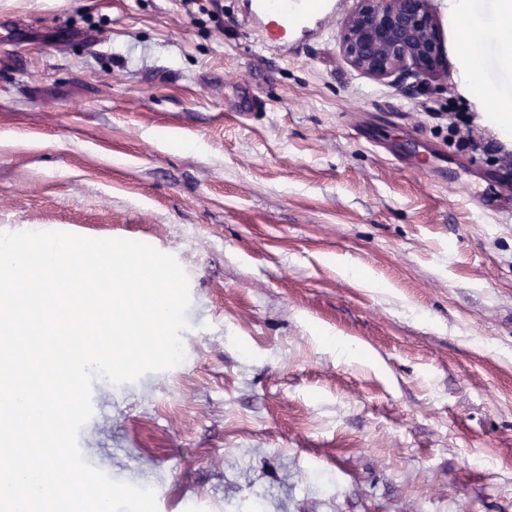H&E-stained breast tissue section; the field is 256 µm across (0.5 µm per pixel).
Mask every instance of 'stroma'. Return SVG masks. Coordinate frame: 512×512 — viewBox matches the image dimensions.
Here are the masks:
<instances>
[{"mask_svg":"<svg viewBox=\"0 0 512 512\" xmlns=\"http://www.w3.org/2000/svg\"><path fill=\"white\" fill-rule=\"evenodd\" d=\"M220 2L0 0V231L140 241L189 278L184 361L92 385L95 467L159 512H512V222L467 203L505 165L429 115L512 149L462 19L431 0L446 70L405 90L346 62L357 0L289 54ZM481 37L482 29L468 30L465 38L463 34L461 45V56L468 60V65L463 72V76L467 81L472 82L475 87H480L482 85L479 80L478 69L474 62L479 50ZM448 136L450 139L457 137V148L462 152L488 151L489 145L481 138L473 136L468 128H471L472 115L462 112L459 107H451L448 104ZM465 131V132H463Z\"/></svg>","mask_w":512,"mask_h":512,"instance_id":"stroma-1","label":"stroma"}]
</instances>
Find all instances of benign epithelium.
I'll return each mask as SVG.
<instances>
[{
	"label": "benign epithelium",
	"instance_id": "7a95c632",
	"mask_svg": "<svg viewBox=\"0 0 512 512\" xmlns=\"http://www.w3.org/2000/svg\"><path fill=\"white\" fill-rule=\"evenodd\" d=\"M342 51L356 71L397 87L439 74L444 54L430 0H359Z\"/></svg>",
	"mask_w": 512,
	"mask_h": 512
}]
</instances>
